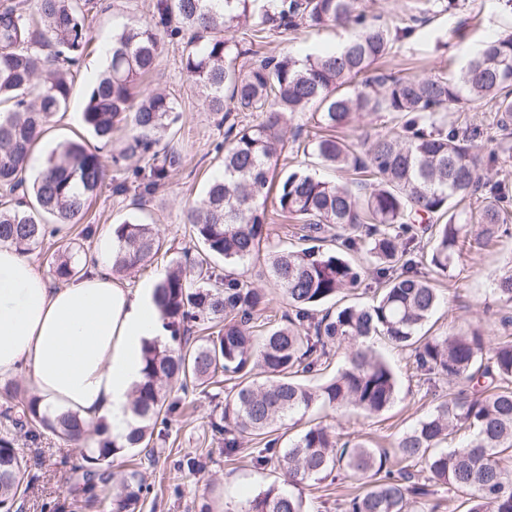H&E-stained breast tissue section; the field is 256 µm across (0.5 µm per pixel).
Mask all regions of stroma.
I'll return each mask as SVG.
<instances>
[{"label":"stroma","instance_id":"35a3bbf8","mask_svg":"<svg viewBox=\"0 0 512 512\" xmlns=\"http://www.w3.org/2000/svg\"><path fill=\"white\" fill-rule=\"evenodd\" d=\"M153 2L95 0L96 6L87 20L92 42L73 83L67 108L58 114L38 145L39 154H47L61 140L87 138L81 112L90 82L102 65L101 38L111 33L114 20L135 23L148 19ZM418 5H421L418 0H362L367 15L381 17L391 26L407 32L406 37L395 42L387 60L372 66V73L447 77L465 65L484 40L512 27V13L505 10L502 0H464L461 13L452 17L443 12L439 0H427L423 4L427 12L421 19L416 16ZM452 25L458 26V35H449L448 28ZM344 36V29L338 27L304 28L292 34L271 36L264 49L293 55L308 50L316 55L336 46ZM150 81L177 100L180 120L174 132L166 134L161 143L177 148L183 161L146 207L167 249L146 267L120 277L123 287L133 289L146 283L157 284L175 261L188 263L196 257L199 246L189 235L184 213L200 200L218 172L219 163L212 149L224 139V128L218 116L208 111L197 89L182 71L180 45L165 44ZM445 121L450 126L479 129L477 143L484 150L506 145L507 150L500 153L491 175L512 187V136L498 129L492 104L481 102L465 106L448 113ZM141 163V158L134 157L111 168L109 187L93 198L88 211L86 221L94 229L90 237H81L79 227L75 226L58 235L56 242H76L87 254L103 255L105 246L112 243L113 223L129 212L131 202L130 196L113 195L111 187L129 179L131 168ZM511 269L512 231L489 243L469 237L450 273L435 277L444 290L446 302L431 320L432 334L444 336L451 331L494 322L504 314L512 315V303L503 301L495 289L496 278ZM373 347L391 365L398 379V395L392 407L369 418L351 408L335 411L318 406L309 416L333 424L343 436H362L387 445L430 409L431 398L426 385L414 373L408 352L395 350L380 338L374 339ZM223 407L224 398L220 395L196 393L186 398L184 412L175 417L166 442L159 445L153 461L141 465L151 487L143 512H199L204 502L210 504L211 512H240L259 490L280 483L278 471H256L245 454L225 456L222 440L212 436L210 429L211 421L221 417ZM195 449L203 453L204 469L196 474L175 470L178 455ZM78 461L75 445L52 436L44 439L35 465L40 481L35 490L19 499L18 512H41L44 499L66 496L69 467ZM356 487V481L349 478L311 484L304 489L307 508L309 512H339L338 499L354 492Z\"/></svg>","mask_w":512,"mask_h":512}]
</instances>
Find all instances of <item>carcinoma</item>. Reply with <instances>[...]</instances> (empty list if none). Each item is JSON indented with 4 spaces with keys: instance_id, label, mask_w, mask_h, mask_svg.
<instances>
[{
    "instance_id": "cac0c4a2",
    "label": "carcinoma",
    "mask_w": 512,
    "mask_h": 512,
    "mask_svg": "<svg viewBox=\"0 0 512 512\" xmlns=\"http://www.w3.org/2000/svg\"><path fill=\"white\" fill-rule=\"evenodd\" d=\"M37 2L34 12L0 8V245L26 252L54 237L53 225L80 223L108 180L100 149L82 140L57 144L31 183L21 177L45 127L67 104L94 8L92 0ZM339 23L355 33L337 52L299 59L254 49L272 30ZM166 37L183 45L182 70L224 124L222 173L185 212L202 255L191 271L172 268L155 286L169 341L144 346L143 379L132 401L137 424L124 442L112 439L103 421L48 415L34 395L0 412V512H13L35 479L15 447L20 432L33 445L47 435L82 442L71 498L45 503V512H73L79 502L142 512L150 491L142 471L115 472L113 463L165 440L182 396L225 379L231 387L212 434L224 437L228 457L241 452V440L252 442L251 466L283 477V486L261 490L243 512H308L304 486L333 475L363 480L342 501L343 512H439L442 502L432 498L439 487L463 497L465 512H512V316L499 319L494 343L488 327L432 336L426 325L441 294L421 271L427 265L448 272L474 223L486 243L503 232L512 190L488 176L498 154L482 152L473 145L477 131L462 132L444 117L488 100L500 130L512 129V34L486 41L453 81L379 74L357 83L398 40L368 18L359 0H155L148 21L112 31L81 112L83 126L105 145L118 126L132 131L113 164L147 159L133 170L132 185L112 186L117 196L133 193L130 213L113 229L114 275L137 270L164 245L140 213L180 164L177 150L155 149L157 134L179 119L176 102L145 83ZM244 112L259 113L261 121H245ZM300 112L328 130L313 135L303 153L352 172L351 182L301 171L278 178L288 122ZM383 112L397 115L398 130L351 141L334 135L355 114ZM276 216L298 220L299 240L309 246L266 256L273 286L291 310L288 321L274 323L262 319L269 293L243 285L235 270L260 256ZM417 224L431 242L425 253ZM356 254L375 263L373 302L322 308L362 285ZM52 264L60 279L82 271L70 244ZM375 337L411 352L433 407L388 448L317 422L277 452L282 430L317 405L352 406L368 417L393 405L398 380L373 350ZM335 347L345 350L344 366L318 386L307 384L306 376L326 369ZM175 467L198 472L202 455L186 452Z\"/></svg>"
}]
</instances>
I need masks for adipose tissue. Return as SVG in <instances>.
<instances>
[{
  "label": "adipose tissue",
  "mask_w": 512,
  "mask_h": 512,
  "mask_svg": "<svg viewBox=\"0 0 512 512\" xmlns=\"http://www.w3.org/2000/svg\"><path fill=\"white\" fill-rule=\"evenodd\" d=\"M166 334L153 286L122 287L100 261L55 287L27 254L0 246V378L29 373L43 410L105 420L124 441L143 346Z\"/></svg>",
  "instance_id": "ef3b65f1"
}]
</instances>
